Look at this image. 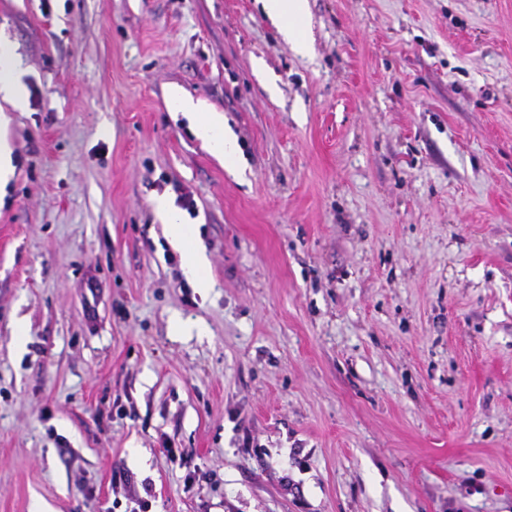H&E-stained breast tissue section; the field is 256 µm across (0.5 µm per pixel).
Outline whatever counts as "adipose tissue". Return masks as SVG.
<instances>
[{
	"label": "adipose tissue",
	"mask_w": 512,
	"mask_h": 512,
	"mask_svg": "<svg viewBox=\"0 0 512 512\" xmlns=\"http://www.w3.org/2000/svg\"><path fill=\"white\" fill-rule=\"evenodd\" d=\"M262 9L289 42L299 50H306L307 44L301 36L306 0H262ZM169 99L175 110L186 113L196 138L222 157L225 166L238 169L240 149L235 137L224 126L223 113L200 108L175 88L171 89ZM153 204L156 213L167 226L170 245L184 257L186 276L194 287L207 290L211 286L207 274L208 260L195 243L194 229L184 223L182 216L167 198H155Z\"/></svg>",
	"instance_id": "ef3b65f1"
}]
</instances>
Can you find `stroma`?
I'll return each instance as SVG.
<instances>
[{
  "mask_svg": "<svg viewBox=\"0 0 512 512\" xmlns=\"http://www.w3.org/2000/svg\"><path fill=\"white\" fill-rule=\"evenodd\" d=\"M303 35L0 0V512H512V0H308ZM26 97V88L18 76L13 53L9 46L0 44V100L18 110L25 106ZM169 101L176 111L185 112L194 135L213 153L224 158L228 168L237 170L240 164V149L235 137L224 128V114L214 109H201L192 100L185 98L177 88L171 89ZM154 208L168 230L170 245L184 257V271L195 288L206 291L211 288L208 279V260L195 243L196 232L190 224L183 222L182 216L172 207L166 197H155Z\"/></svg>",
  "mask_w": 512,
  "mask_h": 512,
  "instance_id": "35a3bbf8",
  "label": "stroma"
}]
</instances>
